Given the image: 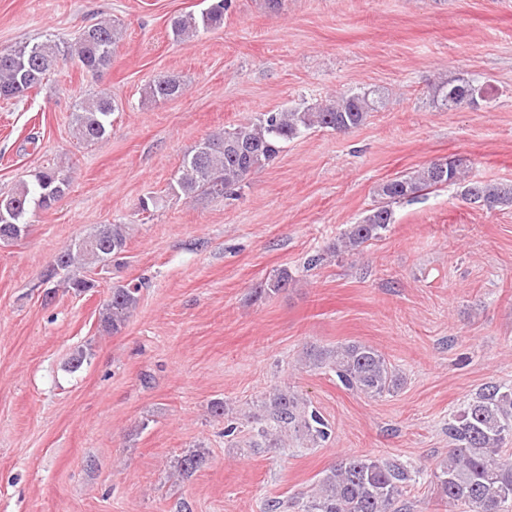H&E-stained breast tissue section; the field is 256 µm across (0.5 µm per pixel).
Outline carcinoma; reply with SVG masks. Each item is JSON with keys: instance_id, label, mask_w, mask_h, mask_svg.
I'll return each mask as SVG.
<instances>
[{"instance_id": "1", "label": "carcinoma", "mask_w": 512, "mask_h": 512, "mask_svg": "<svg viewBox=\"0 0 512 512\" xmlns=\"http://www.w3.org/2000/svg\"><path fill=\"white\" fill-rule=\"evenodd\" d=\"M228 0H212L200 15L177 16L171 21L174 37L185 40L200 31L224 23ZM119 39L117 25L100 21L79 31L74 42L62 48L52 40L23 43L8 51H0V98L22 99L40 89L59 62L71 59L85 72H99L112 64V50ZM487 91L484 85L468 80L442 85L437 96L443 105L459 108L471 103ZM182 92L175 76H162L150 86V94L158 99L177 97ZM382 104L373 90L362 91L340 99L327 98L314 106L287 111L264 112L255 119L239 124L202 141L207 151L201 160L191 150L182 158L170 185L175 194L194 198L201 194L222 197L249 179V169L261 170L273 162L282 145L312 128H328L345 134L361 126L370 113ZM115 105L104 92L82 98L75 109V125L80 138L92 142L103 138L112 126ZM459 185L461 197L474 194L489 209L512 206V191L506 184L470 181L461 165H448L438 174L435 164L407 175L393 178L382 185L378 195L385 204L371 210L357 224L350 225L335 246L336 254L353 253L368 241L379 237L393 223L391 205L413 199L436 186ZM70 189V177L60 169H46L34 174L33 180L20 184L11 193L0 196L9 205L0 219V242L10 235L15 224L28 225L31 209L50 210ZM127 226L103 224L93 232L75 240L57 253L46 268L47 295L60 288L84 294L97 287V280L73 271L84 266L89 271H107V266L124 252ZM293 281L282 270L265 282L260 292L276 295ZM143 280L131 281L112 288L100 316L103 331L119 333L136 308ZM313 363L325 364L348 390L367 398L389 395L400 388L403 378L392 363L374 347L351 342L331 350L308 354ZM255 440L252 448H286L295 438L308 448L323 445L331 439V424L297 392L288 387L269 394L258 410L250 415ZM448 458L433 471V480L441 499L460 504L465 512H512V384L491 383L475 396L448 422ZM204 462L199 450L184 455L179 464L186 475ZM420 470L397 459L349 455L325 471L314 493L301 503L300 512H409L405 499L407 488L416 481Z\"/></svg>"}]
</instances>
